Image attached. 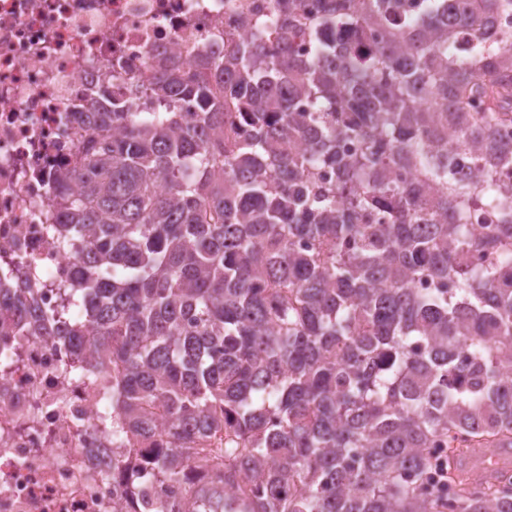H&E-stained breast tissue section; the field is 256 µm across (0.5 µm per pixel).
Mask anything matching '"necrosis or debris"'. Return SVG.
I'll return each instance as SVG.
<instances>
[{
  "mask_svg": "<svg viewBox=\"0 0 512 512\" xmlns=\"http://www.w3.org/2000/svg\"><path fill=\"white\" fill-rule=\"evenodd\" d=\"M274 14V0H0V260L32 268L40 312L59 306L86 246L60 248L54 229L59 174L89 138L76 104L101 86L148 94L163 65L234 57ZM6 350L0 512H126L122 469L155 442L113 433L111 377L65 340L23 334Z\"/></svg>",
  "mask_w": 512,
  "mask_h": 512,
  "instance_id": "1",
  "label": "necrosis or debris"
}]
</instances>
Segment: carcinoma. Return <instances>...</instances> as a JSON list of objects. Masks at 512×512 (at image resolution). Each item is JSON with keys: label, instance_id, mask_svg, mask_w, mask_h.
I'll use <instances>...</instances> for the list:
<instances>
[{"label": "carcinoma", "instance_id": "carcinoma-1", "mask_svg": "<svg viewBox=\"0 0 512 512\" xmlns=\"http://www.w3.org/2000/svg\"><path fill=\"white\" fill-rule=\"evenodd\" d=\"M400 2L321 0L305 23L304 0H276L281 25L233 59L163 69L141 105L104 89L87 101L100 136L61 178L57 229L89 247L62 310L33 322L112 372V432L155 437L144 464L183 486L158 505L127 468L131 507L444 512L422 486L430 449H512V192L452 178L448 146L451 126L455 149L512 163L495 132L512 117V37L490 34L502 0L462 15ZM463 28L472 45L451 59ZM371 30L381 44L364 53ZM302 97L312 111L294 109ZM183 108L197 121L171 120ZM231 110L242 139L224 135ZM400 166L419 179L398 183ZM322 167L336 185L316 191ZM480 199L497 220L476 233ZM29 311L0 299V336ZM448 482L456 512H512L511 473ZM235 483L253 489L227 496Z\"/></svg>", "mask_w": 512, "mask_h": 512}]
</instances>
